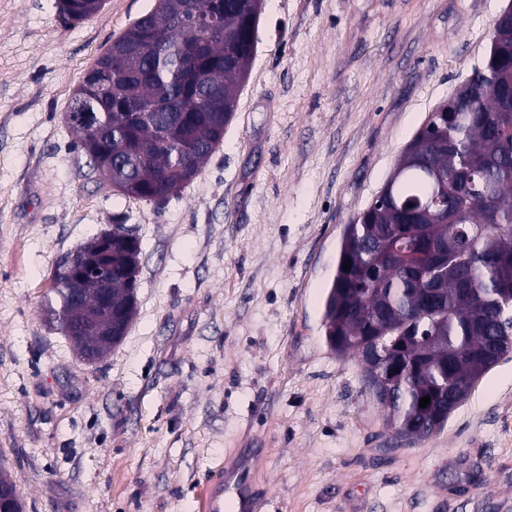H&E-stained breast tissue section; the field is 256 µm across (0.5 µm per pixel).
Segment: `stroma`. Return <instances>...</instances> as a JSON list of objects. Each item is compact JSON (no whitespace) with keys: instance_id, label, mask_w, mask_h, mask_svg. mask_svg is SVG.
<instances>
[{"instance_id":"stroma-1","label":"stroma","mask_w":512,"mask_h":512,"mask_svg":"<svg viewBox=\"0 0 512 512\" xmlns=\"http://www.w3.org/2000/svg\"><path fill=\"white\" fill-rule=\"evenodd\" d=\"M512 0H265L224 141L164 202L89 172L84 72L154 0L69 25L0 0V465L24 512H203L265 444L257 512H512V353L399 445L323 304L347 224L482 64ZM123 219L137 312L101 360L49 328L56 261Z\"/></svg>"}]
</instances>
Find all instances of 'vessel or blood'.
<instances>
[{"label": "vessel or blood", "instance_id": "1", "mask_svg": "<svg viewBox=\"0 0 512 512\" xmlns=\"http://www.w3.org/2000/svg\"><path fill=\"white\" fill-rule=\"evenodd\" d=\"M255 473L251 458L241 456L226 462L207 482L205 512H224L225 503H232L233 512H255L250 494Z\"/></svg>", "mask_w": 512, "mask_h": 512}]
</instances>
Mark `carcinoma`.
<instances>
[{"label": "carcinoma", "instance_id": "obj_1", "mask_svg": "<svg viewBox=\"0 0 512 512\" xmlns=\"http://www.w3.org/2000/svg\"><path fill=\"white\" fill-rule=\"evenodd\" d=\"M251 0H160L89 68L67 113L95 173L126 178L128 196L163 201L200 172L236 109L237 85L254 56L260 15ZM104 0H56L59 19L76 24ZM224 9V36L195 17ZM512 24L495 22L489 53L451 116L419 129L391 174V200L375 199L346 225L325 300L327 343L364 360L391 386L377 402L398 438L410 443L442 430L474 384L512 352ZM96 127L77 119L85 107ZM150 108L149 120L130 115ZM459 236L463 249L434 264L415 257L421 244ZM121 273L109 289L112 312L130 326L140 244L112 239ZM351 262L348 271L343 264ZM45 304L66 326L100 300L89 279L53 276ZM80 352L106 354L100 336L69 337ZM430 397L422 408L420 399Z\"/></svg>", "mask_w": 512, "mask_h": 512}]
</instances>
